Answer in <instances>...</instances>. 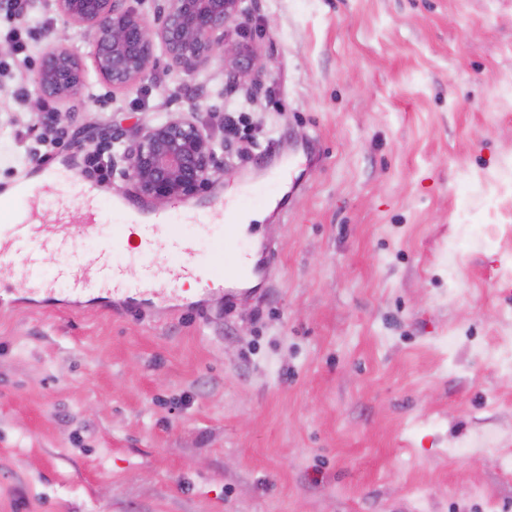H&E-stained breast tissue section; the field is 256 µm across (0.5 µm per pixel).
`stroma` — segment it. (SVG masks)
<instances>
[{
	"label": "stroma",
	"instance_id": "1",
	"mask_svg": "<svg viewBox=\"0 0 512 512\" xmlns=\"http://www.w3.org/2000/svg\"><path fill=\"white\" fill-rule=\"evenodd\" d=\"M30 16L89 55L50 0ZM246 40L260 84L232 94L222 59L190 78L162 53L82 102L36 105L38 62L0 74V192L57 176L35 223L162 212L220 278L231 193L274 250L261 288L194 312L5 300L0 512H512V0H258ZM194 103L231 168L201 194L85 169ZM103 259L133 284L185 261L79 232L38 274Z\"/></svg>",
	"mask_w": 512,
	"mask_h": 512
}]
</instances>
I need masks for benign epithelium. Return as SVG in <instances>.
<instances>
[{"label": "benign epithelium", "instance_id": "7a95c632", "mask_svg": "<svg viewBox=\"0 0 512 512\" xmlns=\"http://www.w3.org/2000/svg\"><path fill=\"white\" fill-rule=\"evenodd\" d=\"M145 12L130 0H52L56 13L91 36V58L97 81L123 90L151 76L157 50L188 76L214 58L224 59L231 89L257 83V51L227 40L236 26L247 33L251 10L247 0H152ZM80 55L49 39L39 67L38 100L77 99L88 91ZM126 163L124 176L139 192L158 202L195 196L228 172L224 142L217 140L196 112H169L137 125L129 136L112 135Z\"/></svg>", "mask_w": 512, "mask_h": 512}]
</instances>
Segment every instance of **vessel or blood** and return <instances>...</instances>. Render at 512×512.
Here are the masks:
<instances>
[{
	"mask_svg": "<svg viewBox=\"0 0 512 512\" xmlns=\"http://www.w3.org/2000/svg\"><path fill=\"white\" fill-rule=\"evenodd\" d=\"M27 193L25 185H18L13 199L0 201V261H17L29 269L24 288L37 301L54 299L58 283H68L71 290L84 292L90 289L102 290L113 306L129 308L150 305L165 308L185 302L186 297L176 289L177 282L197 279L194 263L187 261L174 268L155 265L145 266L137 285H130L122 267L109 263H92L82 266H63L53 277L34 276V269L47 253L62 249L75 232L98 237L104 251L122 247L124 233L106 235L102 232L97 207L86 212L85 224L75 226L67 223L34 224L21 205ZM237 205H224V238L233 249L231 257L224 261L225 295L251 292L261 276L256 251L247 249L244 238L249 233L246 225L237 221ZM138 246L143 251H153L157 243H165L168 250L192 255L194 243L191 239L173 232L167 215H156L153 222L138 227Z\"/></svg>",
	"mask_w": 512,
	"mask_h": 512,
	"instance_id": "b4317fda",
	"label": "vessel or blood"
}]
</instances>
